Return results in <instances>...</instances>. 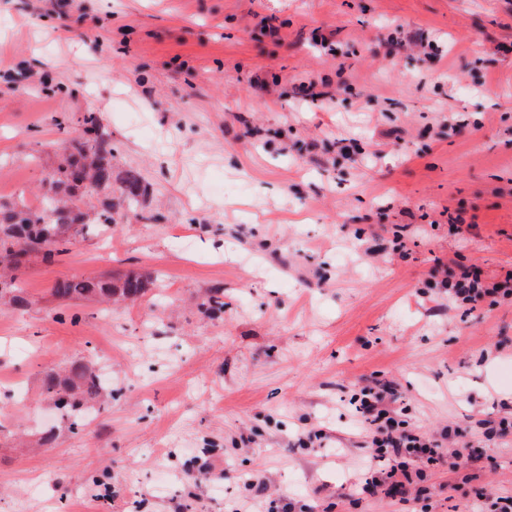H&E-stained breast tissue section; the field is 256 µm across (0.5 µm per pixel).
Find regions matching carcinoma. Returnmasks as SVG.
<instances>
[{
  "instance_id": "obj_1",
  "label": "carcinoma",
  "mask_w": 512,
  "mask_h": 512,
  "mask_svg": "<svg viewBox=\"0 0 512 512\" xmlns=\"http://www.w3.org/2000/svg\"><path fill=\"white\" fill-rule=\"evenodd\" d=\"M83 125L86 138L76 147V154L59 168L58 178L52 181L39 208L31 209L22 201H0L1 269L19 267L33 252L42 253L47 260L60 257L69 252L71 236L92 226L98 231L109 228L115 222L112 190H119L130 201L140 196L141 185L134 174L112 171V141L101 132L97 113H86ZM86 179L97 185L95 193L101 196L100 207L91 213L63 201L89 189L84 183ZM149 285L148 277L139 274L108 280L71 279L60 282L55 294L63 300H136L145 295ZM0 303L16 310L27 306L26 297L2 273ZM42 394L53 402L72 430L84 425L88 404L107 397L98 373L82 362H74L60 371L49 370L42 382Z\"/></svg>"
}]
</instances>
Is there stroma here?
Masks as SVG:
<instances>
[{
    "label": "stroma",
    "mask_w": 512,
    "mask_h": 512,
    "mask_svg": "<svg viewBox=\"0 0 512 512\" xmlns=\"http://www.w3.org/2000/svg\"><path fill=\"white\" fill-rule=\"evenodd\" d=\"M398 28L441 56L392 51ZM0 59V199L38 205L89 111L145 190L0 308V512H232L250 477L308 512H420L336 495L372 463L349 399L383 385L481 449L477 480L426 469L432 512L512 495V440L479 426L512 421V297L465 311L430 276L512 275V0H0ZM129 272L157 290L54 295ZM75 360L112 376L76 434L42 395Z\"/></svg>",
    "instance_id": "obj_1"
}]
</instances>
